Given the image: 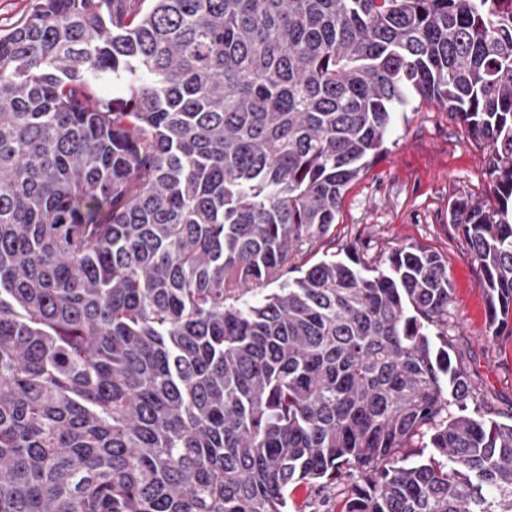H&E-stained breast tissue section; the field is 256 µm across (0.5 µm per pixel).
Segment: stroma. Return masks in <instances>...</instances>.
<instances>
[{
	"label": "stroma",
	"instance_id": "stroma-1",
	"mask_svg": "<svg viewBox=\"0 0 512 512\" xmlns=\"http://www.w3.org/2000/svg\"><path fill=\"white\" fill-rule=\"evenodd\" d=\"M489 150L474 145L462 127L437 106L420 103L398 113L386 150L346 192L330 233L304 245L297 263L343 256L356 247L369 267H384L394 249L412 244L441 255L448 265L451 301L448 346L475 393L468 411L512 421V335L493 337L487 288L466 239L452 224L449 205L490 194ZM347 481L320 493L308 485L288 491L292 512H343Z\"/></svg>",
	"mask_w": 512,
	"mask_h": 512
}]
</instances>
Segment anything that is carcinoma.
<instances>
[{
    "mask_svg": "<svg viewBox=\"0 0 512 512\" xmlns=\"http://www.w3.org/2000/svg\"><path fill=\"white\" fill-rule=\"evenodd\" d=\"M418 98L490 148L495 203L449 211L499 336L512 0H31L0 32V512H288L345 477L344 512H512L444 260L289 267Z\"/></svg>",
    "mask_w": 512,
    "mask_h": 512,
    "instance_id": "carcinoma-1",
    "label": "carcinoma"
}]
</instances>
